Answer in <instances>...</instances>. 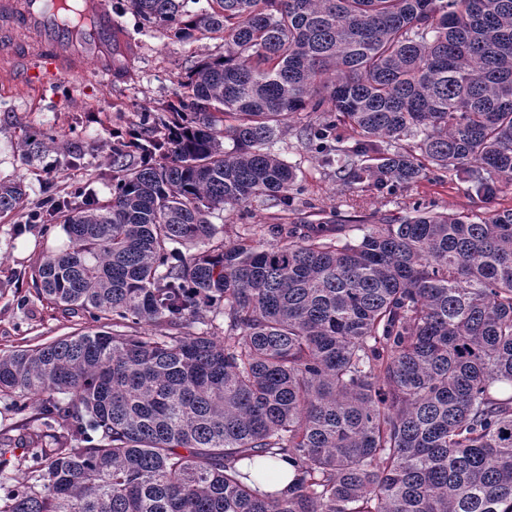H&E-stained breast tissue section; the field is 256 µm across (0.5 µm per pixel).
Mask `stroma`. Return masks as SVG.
Segmentation results:
<instances>
[{"label":"stroma","instance_id":"obj_1","mask_svg":"<svg viewBox=\"0 0 512 512\" xmlns=\"http://www.w3.org/2000/svg\"><path fill=\"white\" fill-rule=\"evenodd\" d=\"M112 6L115 21L137 46L128 80L108 84L90 73L63 80L56 96L45 98L18 93L0 73V180H23L27 191L18 212L0 217V354L46 343L92 324L88 315L64 312L38 296L33 269L43 253L60 248L67 237L59 224L22 223V212L35 206L48 184L65 191L81 183L89 190L88 198H109L113 131L136 125L140 113L176 100L188 69L201 58L224 51L219 39H174L167 29L143 22L129 0H112ZM48 131L66 140V151L30 158L20 155L18 142ZM274 151L297 173L299 192L288 214L292 223L300 222L314 207L348 225L401 217L418 204L475 213L512 208V185L488 198L451 171L430 172L393 193L349 184L296 139L291 122L284 125ZM274 212L270 202L257 200L248 211L225 213L216 222L219 236L235 241L246 231L270 223Z\"/></svg>","mask_w":512,"mask_h":512}]
</instances>
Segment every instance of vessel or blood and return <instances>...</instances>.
Returning <instances> with one entry per match:
<instances>
[{
  "label": "vessel or blood",
  "mask_w": 512,
  "mask_h": 512,
  "mask_svg": "<svg viewBox=\"0 0 512 512\" xmlns=\"http://www.w3.org/2000/svg\"><path fill=\"white\" fill-rule=\"evenodd\" d=\"M133 55L108 0H0V72L18 91L41 94L89 68L123 81Z\"/></svg>",
  "instance_id": "vessel-or-blood-1"
}]
</instances>
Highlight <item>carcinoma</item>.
Wrapping results in <instances>:
<instances>
[{
	"instance_id": "obj_1",
	"label": "carcinoma",
	"mask_w": 512,
	"mask_h": 512,
	"mask_svg": "<svg viewBox=\"0 0 512 512\" xmlns=\"http://www.w3.org/2000/svg\"><path fill=\"white\" fill-rule=\"evenodd\" d=\"M190 2L131 0L224 54L112 136L110 199L72 208L74 185L29 214L68 237L38 295L97 326L0 355V399L41 401L20 480L0 448V512H512V208L270 224L272 244L211 221L292 208L271 147L304 113L352 184H511L512 0ZM25 196L0 181V215ZM283 460L293 482L261 492ZM278 211L279 208L272 207L269 201L256 200L247 212H224L223 219L211 218V220L220 231L218 237L223 238L224 242H232L248 229L256 230L260 234L259 229L263 224H274L275 221L270 217Z\"/></svg>"
}]
</instances>
